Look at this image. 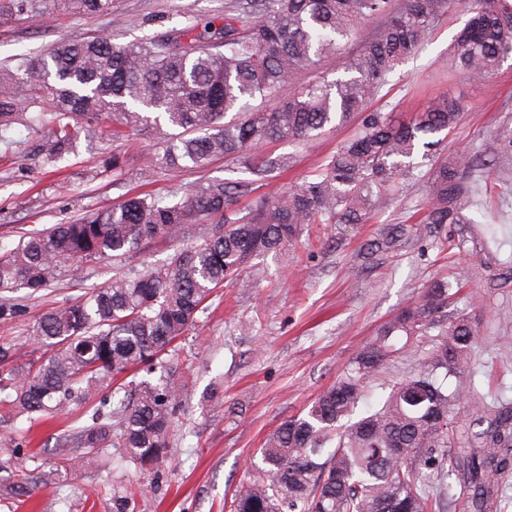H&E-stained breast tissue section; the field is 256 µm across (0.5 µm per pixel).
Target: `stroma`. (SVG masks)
I'll list each match as a JSON object with an SVG mask.
<instances>
[{
	"label": "stroma",
	"mask_w": 512,
	"mask_h": 512,
	"mask_svg": "<svg viewBox=\"0 0 512 512\" xmlns=\"http://www.w3.org/2000/svg\"><path fill=\"white\" fill-rule=\"evenodd\" d=\"M230 0H113L111 11L75 16L53 13L37 20L25 14L0 18V65L21 55L35 59L62 41L107 37L127 44L147 35L184 27L188 19L222 23ZM465 16H447L431 29L416 53L400 64L376 100L383 110L415 112L430 99L461 100L464 116L443 140L440 154L466 151L489 160L490 174H512V157L495 158L497 132L512 127V58L497 76L474 81L448 66V51ZM341 44L335 54L302 72L282 94L342 73L356 52ZM282 94L266 98L274 111ZM18 117L0 128V244L15 245L32 230L66 224L85 214L120 204L141 193L165 197L209 181L244 178L232 159L204 170L149 166L148 158L172 127H144L126 141L99 132L81 136L58 172L45 162L46 132L28 125L35 106L19 103ZM353 132L328 129L314 140H281L264 146L266 155L287 157L291 165L263 179L258 191L274 195L302 181ZM118 152L126 162L117 175H96L102 159ZM415 169L401 181L397 198L368 224H310L288 249L268 257L261 270H244L247 288L217 292L194 324L176 341L171 364L186 374L187 385L169 432L168 454L150 481L153 490L138 501V512H228L227 505L253 479L251 462L266 437L288 417L303 413L347 369L359 347L400 308L418 299L440 279L467 274L480 296L485 317L474 351L478 385L499 383L512 398V192L482 198L470 227L458 230L461 248L442 252L431 242H413L394 253L366 256L378 231L427 205L430 161L415 157ZM173 248L152 246L121 263L93 262L64 268L58 279L33 298L16 292L24 317L0 322V342L22 339L48 308L80 299L104 286L119 271H135L167 260ZM112 391L105 385L80 407L36 425L16 418L0 403V460L11 470L0 476V512H112V488L136 480L134 465L115 449L79 457L67 442L93 423L94 412ZM75 459L57 484L34 489L29 500L9 495L15 477L49 470L59 455Z\"/></svg>",
	"instance_id": "1"
}]
</instances>
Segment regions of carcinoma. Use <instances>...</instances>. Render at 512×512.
I'll use <instances>...</instances> for the list:
<instances>
[{"instance_id": "cac0c4a2", "label": "carcinoma", "mask_w": 512, "mask_h": 512, "mask_svg": "<svg viewBox=\"0 0 512 512\" xmlns=\"http://www.w3.org/2000/svg\"><path fill=\"white\" fill-rule=\"evenodd\" d=\"M113 0H0V17L76 15L112 10ZM467 20L457 33L452 65L488 79L512 54V0H231L224 25L211 37L188 22L126 45L105 37L56 44L43 58L0 69V126L26 100L53 113L47 160L66 158L82 134L106 117L109 133L162 123L183 129L162 144L151 164L200 169L230 158L263 179L288 165L262 154L264 143L304 140L326 126L356 121L321 168L278 197L241 198L256 181L202 183L162 200L135 195L70 224L30 233L0 248V294L36 293L62 265L120 259L147 243L188 241L163 266L117 272L104 287L45 311L26 338L45 348L40 359L8 368L23 342L0 343V402L38 423L80 406L105 383L139 369L159 373L121 393L109 413L81 431L79 448H118L140 479L112 487V512H137L149 476L167 456L169 429L184 384L167 365L168 347L194 322L202 305L226 285H243L244 269L293 243L306 224H367L387 208L410 176L419 147L450 132L464 107L435 98L403 115L372 108L397 67L443 16ZM384 26L360 40L362 25ZM361 41L343 75L288 96L274 112H244L346 41ZM480 178L470 154L437 157L419 224H389L371 249L391 253L409 240L435 237L450 224H473ZM211 228L197 236L198 223ZM436 283L383 323L348 371L304 414L270 434L259 475L235 499L234 512H447L454 490L470 512H505L512 476V399L483 395L473 373L478 312L451 307L456 292ZM415 360L378 408L361 412L369 383L392 355ZM453 377V386L445 381Z\"/></svg>"}]
</instances>
